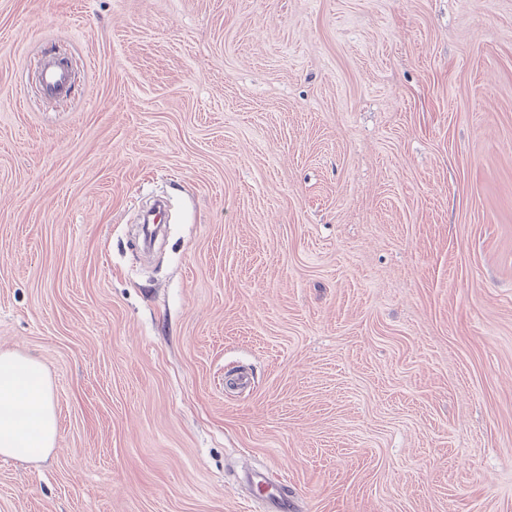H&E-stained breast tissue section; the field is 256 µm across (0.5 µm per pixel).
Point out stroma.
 <instances>
[{
  "label": "stroma",
  "instance_id": "obj_1",
  "mask_svg": "<svg viewBox=\"0 0 512 512\" xmlns=\"http://www.w3.org/2000/svg\"><path fill=\"white\" fill-rule=\"evenodd\" d=\"M0 349V512H512V0H0ZM66 70L53 64L45 66L42 72L41 88L45 94H57L68 85ZM59 433L43 363L0 350V456L34 460L48 455ZM251 485L258 490V496L254 495V501L260 505L264 512H293L294 496L288 495L285 483L274 476L268 470H258L247 474Z\"/></svg>",
  "mask_w": 512,
  "mask_h": 512
}]
</instances>
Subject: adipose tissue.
<instances>
[{
    "instance_id": "obj_1",
    "label": "adipose tissue",
    "mask_w": 512,
    "mask_h": 512,
    "mask_svg": "<svg viewBox=\"0 0 512 512\" xmlns=\"http://www.w3.org/2000/svg\"><path fill=\"white\" fill-rule=\"evenodd\" d=\"M59 433L43 363L0 350V456L34 460L48 455Z\"/></svg>"
}]
</instances>
